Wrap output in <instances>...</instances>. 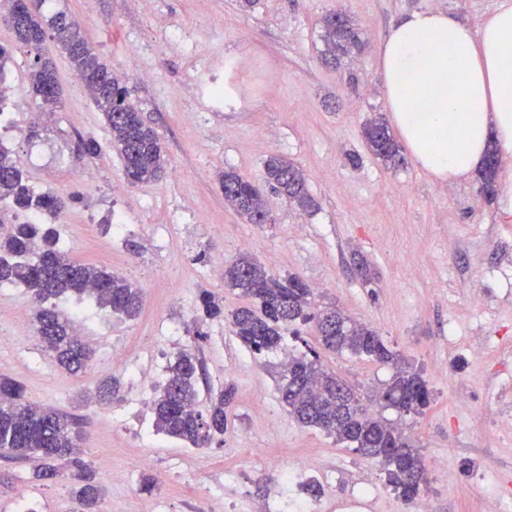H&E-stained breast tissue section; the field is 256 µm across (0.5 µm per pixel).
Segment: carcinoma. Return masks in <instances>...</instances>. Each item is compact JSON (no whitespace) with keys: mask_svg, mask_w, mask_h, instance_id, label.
Wrapping results in <instances>:
<instances>
[{"mask_svg":"<svg viewBox=\"0 0 512 512\" xmlns=\"http://www.w3.org/2000/svg\"><path fill=\"white\" fill-rule=\"evenodd\" d=\"M15 43L37 49L54 39L95 107L104 117L112 138L109 146L122 161L127 181L136 185L159 179L167 159L157 132L129 101L122 81L96 52L84 29L64 11L49 18L31 12L11 25ZM321 56L337 65L362 47L358 29L342 13L323 19ZM29 86L40 102L50 99L51 111L60 104V88L52 59L36 56L28 72ZM363 136L371 153L388 168L406 163L402 148L380 117L364 124ZM267 182L302 211L315 207L304 173L293 163L272 157L265 164ZM224 203L248 224H264L268 209L264 193L235 171L220 177ZM73 197L37 192L24 180L14 155L0 145V209L12 213L43 214L53 219L68 211ZM26 288L41 306L35 329L44 348L57 365L70 374L85 370L92 351L77 334L71 318L46 303L66 293L89 299L98 307L128 319L142 307L141 289L125 277L94 265L73 261L60 247L53 225L12 224L0 234V285ZM224 286L239 291L253 305L236 309L230 318L232 332L255 353L281 348L282 328L297 320H315L321 345L330 351L347 352L382 365H391V378L377 391L376 402L399 415L421 414L430 405L431 392L423 377L402 363L376 330L347 317L339 308L324 307L308 313L312 289L297 275H277L247 254L224 269ZM224 310L214 297L203 292L193 323L215 320ZM203 367L195 349L181 347L167 367L165 380L154 392L150 409L158 433L207 448L224 441L226 407L234 398L225 387L210 395L207 411L198 409L199 378ZM279 400L299 424L320 428L336 441L353 446L362 456L383 466L388 485L414 502L424 494L427 469L420 448L405 429L361 402L340 377L322 368L318 356L290 357L282 365ZM81 432L76 418L27 399L23 385L0 376V456L7 460L36 458L39 464L31 479L45 481L69 471L76 512H97L103 489L96 474L79 457Z\"/></svg>","mask_w":512,"mask_h":512,"instance_id":"obj_1","label":"carcinoma"}]
</instances>
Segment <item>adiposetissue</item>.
Instances as JSON below:
<instances>
[{"mask_svg":"<svg viewBox=\"0 0 512 512\" xmlns=\"http://www.w3.org/2000/svg\"><path fill=\"white\" fill-rule=\"evenodd\" d=\"M393 125L416 165L441 182L512 155V6L473 30L444 10L401 15L378 45Z\"/></svg>","mask_w":512,"mask_h":512,"instance_id":"obj_1","label":"adipose tissue"}]
</instances>
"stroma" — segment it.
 Masks as SVG:
<instances>
[{"instance_id": "stroma-1", "label": "stroma", "mask_w": 512, "mask_h": 512, "mask_svg": "<svg viewBox=\"0 0 512 512\" xmlns=\"http://www.w3.org/2000/svg\"><path fill=\"white\" fill-rule=\"evenodd\" d=\"M48 0L45 10L85 18L86 34L108 64L125 77L130 103L161 138L168 168L161 180L130 186L109 146L111 132L54 41L41 53L56 64L63 106L47 124L32 126L26 109L33 53L17 48L0 24V45L12 51L7 82L22 106L0 144L25 157L21 169L43 193L74 196L55 227L69 256L119 268L142 288L141 315L125 320L94 303L59 299L94 350L95 370L73 377L61 371L35 335L29 292L0 286V375L21 382L28 398L72 414L85 424L81 458L104 486L101 512H208L216 500L234 512L282 498L294 505L303 492L281 473L303 460L336 479L319 486L321 512H415L387 486L378 464L326 432L297 423L277 389L286 355L316 352L320 364L367 397L391 374L388 367L326 350L312 324L285 332L284 350L254 355L228 320L203 325L194 337L192 310L201 289L225 311L246 297L210 276L212 260L243 253L274 272H291L312 288L318 305L334 304L374 327L390 348L423 376L431 403L401 422L419 443L428 470L447 468L448 480L430 479L435 512H486L498 492L512 494V213L481 197L479 176L440 183L415 163L392 169L371 154L362 130L387 115L378 45L404 12L441 9L473 25L512 0ZM346 13L361 28L365 49L340 67L320 59L321 19ZM238 64L239 102L211 111L186 84L207 57ZM103 146L93 157L76 150L78 137ZM290 159L307 177L315 199L304 212L267 192L271 221L244 223L225 206L219 176L236 171L264 185V163ZM127 217L121 236L112 214ZM364 261L374 276L363 285ZM179 293H172V285ZM196 345L211 389L230 385L224 441L193 448L152 427L148 379L162 381L174 353ZM125 350L127 362L112 360ZM120 386L111 402L95 401L99 379ZM468 396L469 408L458 405ZM34 461L0 458V512H13L19 487L33 490L30 512H73L71 485L31 483ZM208 472L212 484L197 482ZM376 476L366 497L358 482ZM122 472L126 481H114ZM159 482L140 489L141 475Z\"/></svg>"}]
</instances>
